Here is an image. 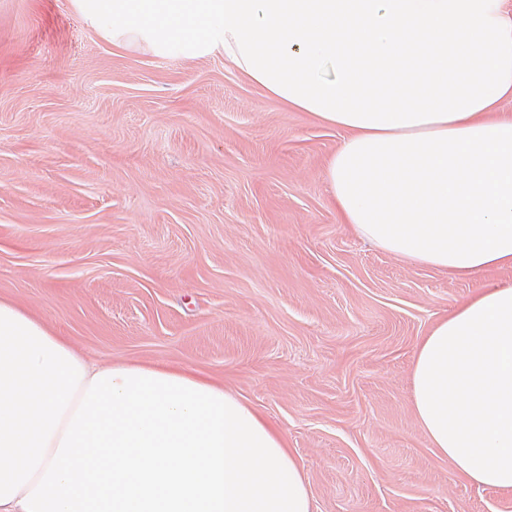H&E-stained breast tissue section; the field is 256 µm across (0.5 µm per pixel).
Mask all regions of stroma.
<instances>
[{
    "label": "stroma",
    "mask_w": 512,
    "mask_h": 512,
    "mask_svg": "<svg viewBox=\"0 0 512 512\" xmlns=\"http://www.w3.org/2000/svg\"><path fill=\"white\" fill-rule=\"evenodd\" d=\"M342 130L223 56L114 48L72 0H0V298L88 360L169 363L283 431L314 512H512L410 400L417 344L482 285L338 223Z\"/></svg>",
    "instance_id": "1"
}]
</instances>
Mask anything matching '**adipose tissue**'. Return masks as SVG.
<instances>
[{
	"mask_svg": "<svg viewBox=\"0 0 512 512\" xmlns=\"http://www.w3.org/2000/svg\"><path fill=\"white\" fill-rule=\"evenodd\" d=\"M118 49L220 53L344 130L342 223L458 279L512 267V13L505 0H74ZM413 411L451 470L512 493V283L418 344ZM0 512H313L281 431L195 369L90 363L0 299Z\"/></svg>",
	"mask_w": 512,
	"mask_h": 512,
	"instance_id": "ef3b65f1",
	"label": "adipose tissue"
}]
</instances>
